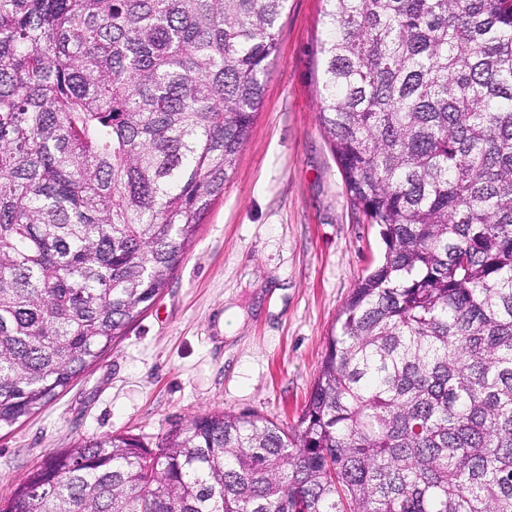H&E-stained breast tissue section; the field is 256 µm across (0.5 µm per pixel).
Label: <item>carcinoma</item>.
I'll return each mask as SVG.
<instances>
[{"label": "carcinoma", "mask_w": 512, "mask_h": 512, "mask_svg": "<svg viewBox=\"0 0 512 512\" xmlns=\"http://www.w3.org/2000/svg\"><path fill=\"white\" fill-rule=\"evenodd\" d=\"M288 0H0V429L168 286ZM319 120L383 261L299 424L49 454L0 512H512V0H326Z\"/></svg>", "instance_id": "obj_1"}]
</instances>
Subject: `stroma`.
Returning a JSON list of instances; mask_svg holds the SVG:
<instances>
[{"instance_id":"35a3bbf8","label":"stroma","mask_w":512,"mask_h":512,"mask_svg":"<svg viewBox=\"0 0 512 512\" xmlns=\"http://www.w3.org/2000/svg\"><path fill=\"white\" fill-rule=\"evenodd\" d=\"M323 10L288 0L247 142L163 294L67 389L0 431V501L89 437L152 444L208 411L298 425L337 318L384 253L318 121Z\"/></svg>"}]
</instances>
